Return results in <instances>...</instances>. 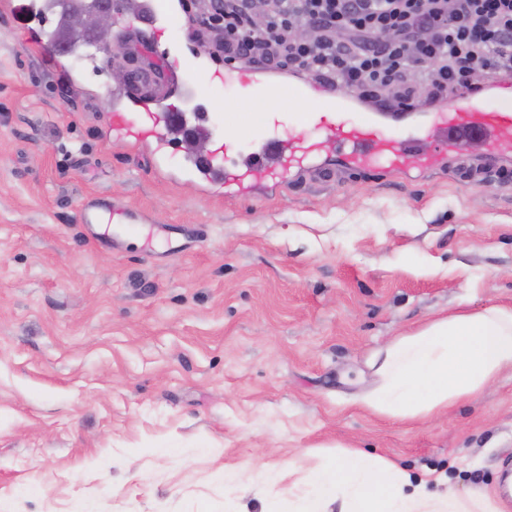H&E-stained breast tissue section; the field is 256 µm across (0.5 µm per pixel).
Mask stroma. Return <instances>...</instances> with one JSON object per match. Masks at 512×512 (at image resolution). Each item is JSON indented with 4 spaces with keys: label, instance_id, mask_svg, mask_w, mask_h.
Masks as SVG:
<instances>
[{
    "label": "stroma",
    "instance_id": "35a3bbf8",
    "mask_svg": "<svg viewBox=\"0 0 512 512\" xmlns=\"http://www.w3.org/2000/svg\"><path fill=\"white\" fill-rule=\"evenodd\" d=\"M0 0V512H264L323 451L360 448L461 496L512 475V372L427 417L361 400L372 356L434 319L512 307V160L385 177L335 157L231 198L177 145L112 140L118 70L174 102L180 30L117 18L52 59L59 16ZM146 212L153 250L78 222ZM81 224H145L148 218L138 210L116 203L88 202L80 211Z\"/></svg>",
    "mask_w": 512,
    "mask_h": 512
}]
</instances>
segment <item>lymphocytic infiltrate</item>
Returning a JSON list of instances; mask_svg holds the SVG:
<instances>
[{"mask_svg": "<svg viewBox=\"0 0 512 512\" xmlns=\"http://www.w3.org/2000/svg\"><path fill=\"white\" fill-rule=\"evenodd\" d=\"M183 10L202 15L191 37L225 61L302 72L397 110L512 75V0H267L260 15L253 0H185Z\"/></svg>", "mask_w": 512, "mask_h": 512, "instance_id": "obj_1", "label": "lymphocytic infiltrate"}]
</instances>
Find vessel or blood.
I'll return each mask as SVG.
<instances>
[{"label":"vessel or blood","instance_id":"b4317fda","mask_svg":"<svg viewBox=\"0 0 512 512\" xmlns=\"http://www.w3.org/2000/svg\"><path fill=\"white\" fill-rule=\"evenodd\" d=\"M177 19L170 0H141L138 22L152 26ZM206 58V49L196 47L187 61L194 78L181 84L178 97L198 96L206 90L212 80ZM223 81L242 88L262 107L256 118L248 119L236 112L234 102L224 104L225 129L239 130L252 149L239 157L232 170L227 167V154L220 150L194 156L191 164L208 182L238 196L252 194L268 179L288 183L314 166L324 147L331 148L338 164L347 169L377 172L447 168L449 155L468 148L474 139L485 142L490 157L512 153V77L494 82L490 98L461 90L423 116L378 111L351 90L307 80L285 84L268 70L246 62L226 64ZM296 102L303 104V111H290V104ZM184 123L192 125L198 135L210 132L201 115L174 108L157 113L143 98L112 105L114 140L147 133L160 152L169 139H181ZM79 221L138 225L147 218L122 205L92 201L81 209Z\"/></svg>","mask_w":512,"mask_h":512}]
</instances>
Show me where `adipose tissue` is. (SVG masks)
I'll return each instance as SVG.
<instances>
[{"label": "adipose tissue", "mask_w": 512, "mask_h": 512, "mask_svg": "<svg viewBox=\"0 0 512 512\" xmlns=\"http://www.w3.org/2000/svg\"><path fill=\"white\" fill-rule=\"evenodd\" d=\"M378 383L366 405L392 419L432 415L468 400L512 370V308L491 305L434 320L391 340L372 362ZM295 512H503L486 494H439L387 459L351 448L324 454Z\"/></svg>", "instance_id": "obj_1"}]
</instances>
